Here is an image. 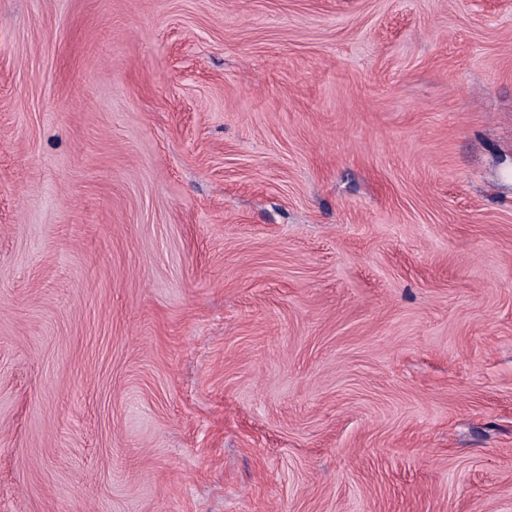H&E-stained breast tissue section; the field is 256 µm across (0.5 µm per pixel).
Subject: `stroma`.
<instances>
[{
  "label": "stroma",
  "mask_w": 512,
  "mask_h": 512,
  "mask_svg": "<svg viewBox=\"0 0 512 512\" xmlns=\"http://www.w3.org/2000/svg\"><path fill=\"white\" fill-rule=\"evenodd\" d=\"M0 512H512V0H0Z\"/></svg>",
  "instance_id": "35a3bbf8"
}]
</instances>
